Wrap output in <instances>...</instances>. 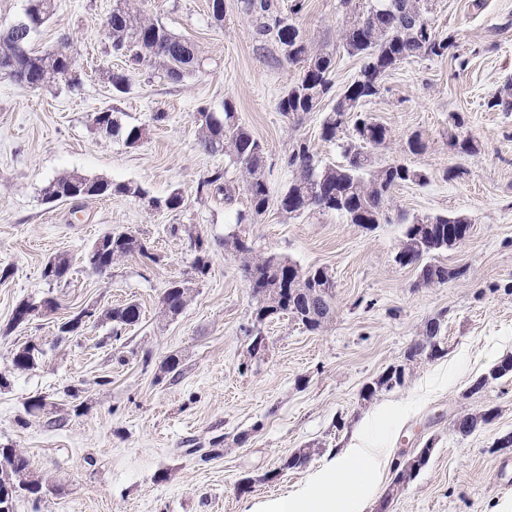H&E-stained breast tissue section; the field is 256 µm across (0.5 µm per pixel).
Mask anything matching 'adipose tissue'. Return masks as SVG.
<instances>
[{
    "instance_id": "1",
    "label": "adipose tissue",
    "mask_w": 512,
    "mask_h": 512,
    "mask_svg": "<svg viewBox=\"0 0 512 512\" xmlns=\"http://www.w3.org/2000/svg\"><path fill=\"white\" fill-rule=\"evenodd\" d=\"M388 463L382 440L355 436L327 469L294 495L267 500L260 512H366Z\"/></svg>"
}]
</instances>
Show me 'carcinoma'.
I'll list each match as a JSON object with an SVG mask.
<instances>
[{"label":"carcinoma","mask_w":512,"mask_h":512,"mask_svg":"<svg viewBox=\"0 0 512 512\" xmlns=\"http://www.w3.org/2000/svg\"><path fill=\"white\" fill-rule=\"evenodd\" d=\"M421 0H371L364 12L353 14L341 33V45L347 54L363 60L358 77L337 98L326 113L322 124V136L328 141L336 139L339 132L352 129L351 137L340 145L345 163L324 164L310 152L306 143L293 146L286 161L292 172L288 187L278 196L280 209L288 214H302L318 209L343 215L352 224L370 226L391 221L389 206L393 190L405 183L426 185L430 176L424 170L391 160L381 162L373 156L371 149L386 147L390 130L363 112V103L376 96L383 77L399 64L418 57H442L448 53L452 43L441 36L432 25L426 12L420 8ZM54 0H28L24 17L15 21L17 36L30 40L28 22L38 20L45 23L50 16ZM246 7L254 18L256 35L272 38L278 43L285 59L300 65L296 82L280 97L277 109L282 116L296 122L309 112L320 108L328 97L332 83L330 75L335 66L334 53L324 49L314 51L301 33L293 18L280 12L274 0H246ZM105 30L113 54L126 59V67L109 74V81L115 92L124 94L130 90L132 77L141 63L147 62L160 72L170 83H181L203 66L196 44L186 38L171 34L159 23L146 18L134 6L132 0H116V5L105 21ZM70 46L57 45L53 49L35 54L26 51L16 53L14 41L0 35V69L14 68L26 74L42 88L50 83L65 81L70 85L78 83L76 77H65L73 71ZM199 122L198 148L206 153L222 152L240 170L244 191L248 199V210L240 211L236 223L263 214L272 199L271 186L267 178L266 150L246 128L236 121L232 100L224 99L222 116L202 107L197 112ZM98 133L119 136L129 147H136L143 139L144 129L140 126L124 125L115 112L108 108L99 112L96 118ZM461 122H454L449 139L453 146L466 154H474L477 147L474 140L460 132ZM224 194L227 203L234 201L235 190L226 182L225 171L214 169L199 183L198 192ZM46 199L56 201L61 197L69 200H85L98 197H132L154 206L157 198L149 196L142 185L135 182H113L88 178L69 173L54 179L45 189ZM396 220L405 225L399 252H410L417 239L429 246V254L452 245V227L468 223L463 215L448 216L416 215L413 217L400 212ZM109 241L106 250L99 253L95 264L108 270L121 259L137 254L156 263L158 256L151 251L146 241L130 232L106 233ZM190 250L193 252L192 269L197 279L209 272V243L202 235H191ZM236 251L243 255V270L249 282L256 305L255 321L263 323L280 316H292L295 321L310 331H318L332 318L333 289L323 293L325 303L316 314L308 316L306 300L319 285L323 269L303 271L290 261L273 255L253 254L252 248L240 237L233 241ZM70 260L56 256L48 260L43 277L53 283L69 272ZM190 288L184 282H171L162 297V313L168 317L179 314L185 307ZM59 308V301L47 296L38 302L22 301L14 311L12 325L19 326L38 314H48ZM137 304L127 303L97 313L94 308H83L67 317L64 324L69 326L65 334L55 333L56 341L62 342L84 332V318L107 320L117 332L124 326H131L140 319ZM41 350L23 343L12 354L11 365L16 372H26L38 365ZM405 373L397 375L393 367L365 385L368 396L365 402L376 399L380 393L405 385L411 369L417 360L410 353ZM460 415L478 425L491 423L498 415V409L489 407L478 412L464 410ZM314 448H298L282 459L280 470H297L306 466ZM7 455L12 469L0 472V487L11 484L16 499L28 498L37 503L47 489L43 478L33 471L29 456L12 444L0 445V456ZM429 463L425 458L408 470L394 468L393 477L383 497L394 496L399 488L413 482Z\"/></svg>","instance_id":"cac0c4a2"}]
</instances>
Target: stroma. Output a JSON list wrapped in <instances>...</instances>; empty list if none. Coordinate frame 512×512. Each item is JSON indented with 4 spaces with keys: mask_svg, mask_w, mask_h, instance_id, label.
Returning a JSON list of instances; mask_svg holds the SVG:
<instances>
[{
    "mask_svg": "<svg viewBox=\"0 0 512 512\" xmlns=\"http://www.w3.org/2000/svg\"><path fill=\"white\" fill-rule=\"evenodd\" d=\"M116 0H56L50 19L33 36L35 50L72 40L78 86L59 81L38 90L0 78V266L13 273L0 284V442L27 453L52 490L39 503L22 500L16 512H254L270 498L303 486L345 448L375 405L406 404L407 415L379 435L392 455L434 439L428 465L390 506L391 512H512V452L493 451L512 431V378L473 395V381L512 355V110L487 102L512 84V0H430L429 18L454 45L442 57L411 59L383 79L364 110L390 130L379 158L425 170L427 185L404 184L392 208L417 215H468L469 239L432 255V263L458 269L456 279L429 288L419 271L396 260L403 225L366 229L341 215L315 210L294 216L270 204L250 223L240 173L224 154L197 146L199 108L236 106L237 121L266 149L273 191L290 172L293 144L306 142L322 162L343 163L336 142L322 136L323 111L292 123L277 102L299 76L280 46L256 35L242 0H224L214 21L209 0H143L148 17L192 39L203 67L180 84L142 67L128 93L108 80L121 61L109 52L102 24ZM369 0H304L294 20L313 49L336 47L331 74L343 91L362 62L339 47L354 9ZM110 108L122 123L144 127L137 147L99 134L96 112ZM165 113L154 121V113ZM459 119L478 148L469 155L448 143ZM419 137L421 152L409 151ZM215 169L236 183L233 204L198 193ZM79 173L134 181L156 197L179 191L183 207L157 212L131 197L96 198L74 206L51 202L45 189L56 177ZM146 239L159 263L123 258L104 275L80 261L82 251L108 231ZM210 245V269L195 280L189 238ZM242 237L255 253L289 260L301 270L322 268L335 283L334 317L311 333L291 318L261 327L265 352L250 356L247 330L255 299L242 261L226 242ZM71 261L65 280L48 284L51 257ZM189 281L191 297L175 317L160 299L168 283ZM58 298L53 313L11 328L15 306L45 293ZM133 302L139 321L113 336L100 321L83 335L55 343L58 322L84 307L104 310ZM441 326L443 357L418 361L404 387L361 400L362 387L399 363L427 321ZM35 340L46 354L34 370L15 373L11 357ZM177 356V374L163 372ZM36 396L56 412L30 414ZM498 408L490 424L463 436L457 412ZM223 453L202 460L214 440ZM316 450L307 465L267 482L293 450ZM255 478L239 492L240 478Z\"/></svg>",
    "mask_w": 512,
    "mask_h": 512,
    "instance_id": "35a3bbf8",
    "label": "stroma"
}]
</instances>
